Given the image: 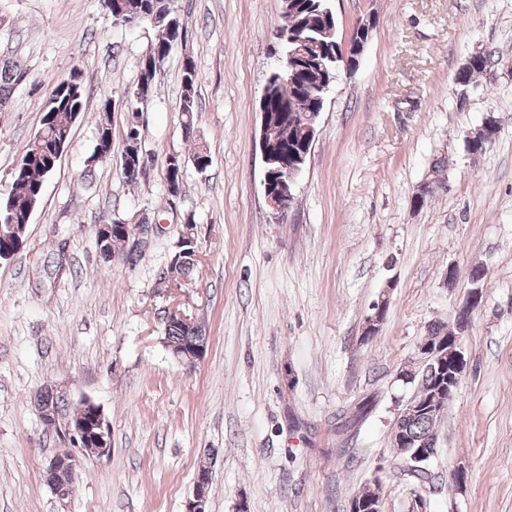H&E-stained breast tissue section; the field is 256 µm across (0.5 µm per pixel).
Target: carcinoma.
<instances>
[{"mask_svg":"<svg viewBox=\"0 0 512 512\" xmlns=\"http://www.w3.org/2000/svg\"><path fill=\"white\" fill-rule=\"evenodd\" d=\"M282 14L285 23L279 30L288 33V38L301 39L305 43L307 54L294 60L288 68V84L278 81L274 75L268 79L265 88L264 110L281 112L288 110V121L275 129L272 137L278 140L288 153V161H293L294 154L303 141L302 129L294 122V116L305 112H319L321 107V89L333 83L337 75L343 51L337 41V19L329 0H282ZM110 17L117 14L134 17L138 23H150L161 32L158 41L151 47L141 61L139 80L131 90L122 94L127 111L139 112L141 105L150 98L155 86L158 70L149 64L152 57L166 55L172 44L184 36V26L172 11L170 0H112V6L106 7ZM494 58L489 52L475 56L467 68L458 72L456 84L459 87V100H466L475 76L484 74L493 66ZM24 77L21 69L13 62L0 61V105L8 103L11 92ZM197 83L196 67L191 58H186L182 66V112L184 137L194 140L196 129L195 88ZM86 89L82 79L73 84L70 79H63L52 87L40 120V126L34 134L25 154L17 161L11 175L8 188L0 191V256L13 257L18 251V242L25 240L30 223L29 214L37 207L42 194L44 179L57 167L54 160L55 145L58 141L69 142L72 123L77 119L74 112L83 108ZM499 132L496 117H491L486 137L478 141H466L467 152L481 155L485 152L488 141L495 140ZM144 159L139 126L129 124L126 145L121 156V171L125 179L132 183L134 179L128 174V168L140 166ZM184 162L178 155L169 156L166 179L168 186L180 191L182 186V166ZM104 225L109 231L97 235L96 243L103 261L110 262L112 252L123 248L127 233L133 231V225L125 226L118 220H106ZM197 264V251L183 246L171 256L166 273L175 277H185ZM471 321L461 319L448 326L433 324L428 335L442 336L456 330L466 334ZM206 342V330L202 325L191 328L178 317L173 316L165 322L163 343L168 350L192 342ZM448 376V371L438 363L433 367H421L413 381L411 397L414 402L422 404ZM39 404L51 411L47 423L55 428L74 419L71 404L66 399L47 388L39 393ZM440 417L424 411H416L405 418L399 425V432L408 440L409 447L394 448L397 455L406 457L409 450L427 448L435 450L436 426Z\"/></svg>","mask_w":512,"mask_h":512,"instance_id":"carcinoma-1","label":"carcinoma"}]
</instances>
